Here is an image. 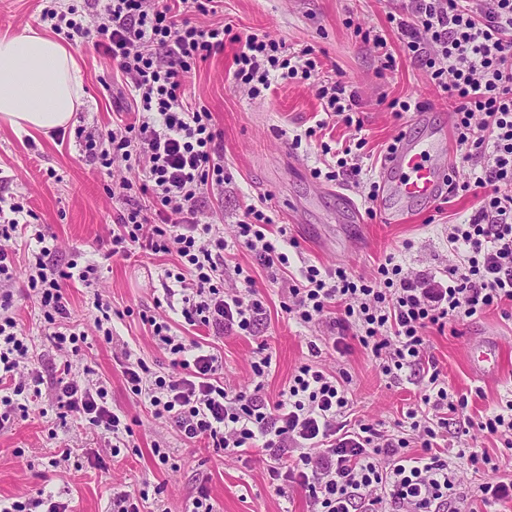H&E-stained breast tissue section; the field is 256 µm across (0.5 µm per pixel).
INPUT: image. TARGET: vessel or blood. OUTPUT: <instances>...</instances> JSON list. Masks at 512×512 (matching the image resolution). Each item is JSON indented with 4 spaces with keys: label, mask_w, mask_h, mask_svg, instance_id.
I'll return each instance as SVG.
<instances>
[{
    "label": "vessel or blood",
    "mask_w": 512,
    "mask_h": 512,
    "mask_svg": "<svg viewBox=\"0 0 512 512\" xmlns=\"http://www.w3.org/2000/svg\"><path fill=\"white\" fill-rule=\"evenodd\" d=\"M448 155L443 142L421 143L400 137L394 152L379 170L381 199L401 203H429L445 193ZM501 354L495 346L475 343L471 346L469 365L477 376L498 369Z\"/></svg>",
    "instance_id": "obj_1"
}]
</instances>
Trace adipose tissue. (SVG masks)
I'll list each match as a JSON object with an SVG mask.
<instances>
[{
	"label": "adipose tissue",
	"instance_id": "1",
	"mask_svg": "<svg viewBox=\"0 0 512 512\" xmlns=\"http://www.w3.org/2000/svg\"><path fill=\"white\" fill-rule=\"evenodd\" d=\"M85 96L69 44L33 28L0 36V122L19 134L67 128Z\"/></svg>",
	"mask_w": 512,
	"mask_h": 512
}]
</instances>
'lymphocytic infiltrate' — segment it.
Segmentation results:
<instances>
[{
    "label": "lymphocytic infiltrate",
    "instance_id": "1",
    "mask_svg": "<svg viewBox=\"0 0 512 512\" xmlns=\"http://www.w3.org/2000/svg\"><path fill=\"white\" fill-rule=\"evenodd\" d=\"M222 0H107L102 11L86 15L76 7H49L41 14L55 34L69 41L93 39L110 58L131 92L137 123H120L88 133L86 156L103 167L120 159L135 167L111 199L124 205L108 242L109 256H130L139 248L176 256L181 268L167 289L180 297L186 324L213 332L252 334L266 309L251 276L241 290L224 289V254L229 246L251 252L271 272L286 270V235H267L272 219L251 206L226 240L202 223L200 207L208 192H223L221 133L203 107L184 104L181 92L197 64L223 51L225 39L238 46L234 77L270 89L281 78L310 76L319 65L309 50L283 54L282 42L229 35L221 25L207 28L192 16L216 14ZM411 19L396 18L403 47L427 68L434 84L452 103L453 130L465 162L487 165L463 190L480 199L468 223L453 225L448 246L460 257L431 281L403 276L394 256L377 267L374 280L351 277L343 268L308 265L289 286L286 311L297 323L319 321L330 305L340 307L333 321L341 334L369 350L384 375L407 369L427 379L419 407L405 417L415 434L406 440L370 424L345 427L347 373L320 361L322 348L310 343L312 360L301 365L277 400L228 389L221 359L193 338L177 335L167 320L148 316L161 350L180 367V376L152 372L143 359L126 358L123 374L136 397L148 403L155 419L171 423L188 441L206 440L225 456L263 448L270 460L271 484L303 488L309 512H440L459 499V482L442 445L449 419L458 437L479 430L512 447V400L467 416L469 397L449 391L437 361L428 352V330L487 309L512 318V0H411ZM326 115L362 132L356 91L343 82L321 86ZM149 205H142V198ZM11 219L0 225V427L25 412L26 399L41 396L42 376L33 368L29 340L11 315L13 244L29 233L23 204L9 206ZM28 264L27 288L50 323L67 318L64 288L79 278L92 284L97 268L79 273L59 267L43 232ZM54 395L63 416L88 421L113 455L128 448L132 428L107 405V388L58 377Z\"/></svg>",
    "mask_w": 512,
    "mask_h": 512
}]
</instances>
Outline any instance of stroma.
<instances>
[{"label": "stroma", "mask_w": 512, "mask_h": 512, "mask_svg": "<svg viewBox=\"0 0 512 512\" xmlns=\"http://www.w3.org/2000/svg\"><path fill=\"white\" fill-rule=\"evenodd\" d=\"M67 9L78 4L86 10L102 9L103 0H0V35L18 34L40 26V14L49 4ZM409 0H223L218 13L198 18L199 26L224 25L237 33L269 35L284 42L290 51L312 49L320 68L309 79L279 82L260 96H250L233 77L236 44L225 43L222 53L198 64L184 86L189 107L212 112L223 133L224 194L207 198L203 222L216 225L225 239L251 205L266 208L276 224L288 227L295 240L289 248V273L313 264L343 267L355 277H371L379 263L398 254L403 272L432 277L448 264V227L467 223L478 208L473 194L448 193L430 204H418L409 223L386 224L381 217L362 223L345 221L347 204L367 209L365 197L378 178L380 162L399 133L418 138L431 131L444 137L453 134L451 108L430 75L402 50L398 33L389 18L406 13ZM380 31L393 50L398 67L381 70L379 52L360 37L361 31ZM84 77L85 98L72 123L56 134L19 135L0 124V198L19 201L33 210L46 233L55 235L59 265L75 262L98 267L92 285L69 281L65 293L69 316L66 327L85 334L78 356L66 358L49 337L43 313L25 287L28 248L18 242L14 255V317L33 344L34 364L43 377L42 396L29 403L25 419L0 429V504L37 496L45 490L68 503L72 512H116L124 494L164 484L161 497L144 502L142 512H187L199 489H206L216 512H307L305 491L296 485L274 490L270 485L269 458L259 448L243 459L224 457L205 442L184 441L173 427L155 420L144 402L130 392L124 376L125 353L143 358L161 375L178 374L168 354L159 349L143 314L170 321L182 336L195 330L184 324L179 311L166 305L165 290L175 270L172 256L137 251L130 258L107 257L119 206L105 193L107 185L126 176L124 161L104 168L89 162L83 152L80 131H93L123 120L132 121V97L111 61L84 44L75 49ZM327 81H341L357 91L360 116L367 140L360 150L364 177L360 184L349 180L314 178L321 166L323 147L341 150L355 131L337 117L325 116L317 89ZM417 104L403 118H395L392 100ZM315 128L293 148L295 135ZM57 179H50L48 169ZM229 265H241L256 281L267 314L253 335L229 332L207 336V343L223 362L226 385L253 389L250 365L259 352L271 356L269 374L261 395L277 398L297 368L309 361V344L337 336L332 314L319 325L306 328L289 319L283 304L288 300V275H272L248 251L238 249ZM109 302L117 315L112 319V339L104 341L96 320V297ZM479 339L498 342L505 354L503 367L487 378L476 377L468 367L470 343ZM429 352L442 370L449 390L469 396L468 415L476 417L512 395V321L491 310L460 320L455 329L430 331ZM326 366L352 377L349 386L348 423H366L394 429L408 408L419 404L426 381L413 373L394 379L380 373L361 346L342 355L327 351ZM71 363L70 377L82 383L99 380L107 386L109 408L134 420V446L112 456L108 446L85 421H60L52 382L64 363ZM161 444L169 456L161 462L153 452ZM470 446L486 449L496 461L493 469L473 471L450 448L448 460L456 466L467 498L460 512L477 506V487L485 482L512 477V450L497 438L473 432ZM70 449V460L60 458Z\"/></svg>", "instance_id": "1"}]
</instances>
